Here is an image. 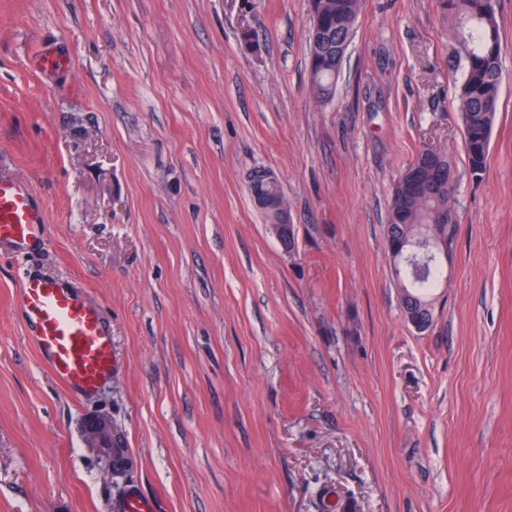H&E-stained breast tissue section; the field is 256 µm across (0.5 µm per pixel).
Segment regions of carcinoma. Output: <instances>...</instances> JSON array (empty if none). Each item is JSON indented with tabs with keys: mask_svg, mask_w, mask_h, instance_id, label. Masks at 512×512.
<instances>
[{
	"mask_svg": "<svg viewBox=\"0 0 512 512\" xmlns=\"http://www.w3.org/2000/svg\"><path fill=\"white\" fill-rule=\"evenodd\" d=\"M450 16L455 30L453 50L464 56L467 69L456 85L458 112L463 125L469 171L478 178L484 172L490 150V137L499 108L502 81L499 24L494 0H438ZM361 0H311L316 32L325 41L309 42L311 91L317 102L332 100L341 67L326 48L340 49L351 41ZM454 179L453 161L440 154L413 162L395 182L388 213L387 243L393 247L404 241L421 243L424 228L437 223L441 210L453 213L454 192L433 195L430 186ZM442 268L438 259L427 263V270L402 286L405 313L432 322L429 294L441 285Z\"/></svg>",
	"mask_w": 512,
	"mask_h": 512,
	"instance_id": "cac0c4a2",
	"label": "carcinoma"
}]
</instances>
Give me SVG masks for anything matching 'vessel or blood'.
<instances>
[{
    "instance_id": "vessel-or-blood-1",
    "label": "vessel or blood",
    "mask_w": 512,
    "mask_h": 512,
    "mask_svg": "<svg viewBox=\"0 0 512 512\" xmlns=\"http://www.w3.org/2000/svg\"><path fill=\"white\" fill-rule=\"evenodd\" d=\"M47 223L26 182L0 178V240L15 251L43 236ZM15 301L52 378L70 393L94 394L112 375V337L100 313L81 294L40 276L25 277ZM121 512H155L153 500L129 489Z\"/></svg>"
}]
</instances>
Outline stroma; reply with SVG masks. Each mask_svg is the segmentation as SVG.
<instances>
[{"mask_svg":"<svg viewBox=\"0 0 512 512\" xmlns=\"http://www.w3.org/2000/svg\"><path fill=\"white\" fill-rule=\"evenodd\" d=\"M472 177L464 63L437 0H362L332 101L309 0H0V176L47 221L0 245V512H512V0ZM45 52L68 66L45 80ZM455 163L448 281L407 319L387 247L394 179ZM278 180L285 245L249 192ZM38 274L112 327V376L73 399L12 297ZM112 421L122 462L87 447ZM308 41L311 91L317 102L331 101L341 65L337 66L333 57L327 53L326 43H319L316 39ZM120 512H155L154 501L136 488H130L120 503Z\"/></svg>","mask_w":512,"mask_h":512,"instance_id":"1","label":"stroma"}]
</instances>
